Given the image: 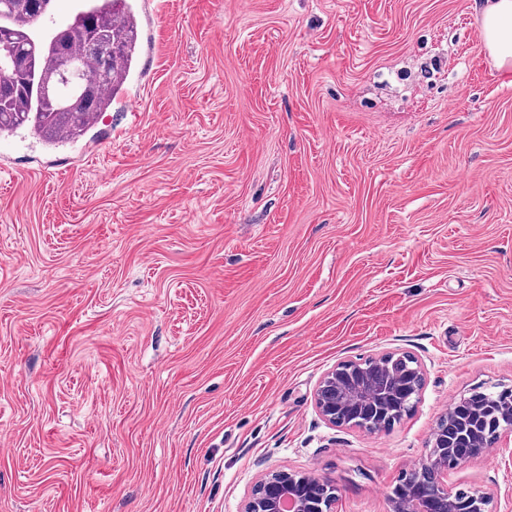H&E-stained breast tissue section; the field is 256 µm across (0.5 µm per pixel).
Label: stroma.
Listing matches in <instances>:
<instances>
[{"label": "stroma", "instance_id": "stroma-1", "mask_svg": "<svg viewBox=\"0 0 512 512\" xmlns=\"http://www.w3.org/2000/svg\"><path fill=\"white\" fill-rule=\"evenodd\" d=\"M97 148L0 170V512H240L275 469L390 512L453 400L512 386V75L485 0H148ZM407 351L370 434L315 392ZM494 448L449 472L512 512ZM481 32L487 57L499 71L512 70V0H487ZM412 362L405 369L396 363ZM357 374L360 384L347 387L346 376ZM424 374L418 360L409 352H388L363 361L339 363L320 381L315 402L325 421L331 425H353L369 433L382 432L394 426L398 419L393 407L398 403L415 404L422 390ZM357 414L354 421L345 419L342 407Z\"/></svg>", "mask_w": 512, "mask_h": 512}]
</instances>
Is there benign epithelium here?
<instances>
[{
    "instance_id": "obj_1",
    "label": "benign epithelium",
    "mask_w": 512,
    "mask_h": 512,
    "mask_svg": "<svg viewBox=\"0 0 512 512\" xmlns=\"http://www.w3.org/2000/svg\"><path fill=\"white\" fill-rule=\"evenodd\" d=\"M424 374L409 352H388L363 361L339 363L320 381L315 402L331 425L385 431L398 419L393 407L415 404ZM479 392L453 401L434 428L428 454L405 473L389 496L391 512H487V497L448 487V471L512 440V387ZM336 486L329 480L287 470L267 474L253 487L241 512H330Z\"/></svg>"
}]
</instances>
